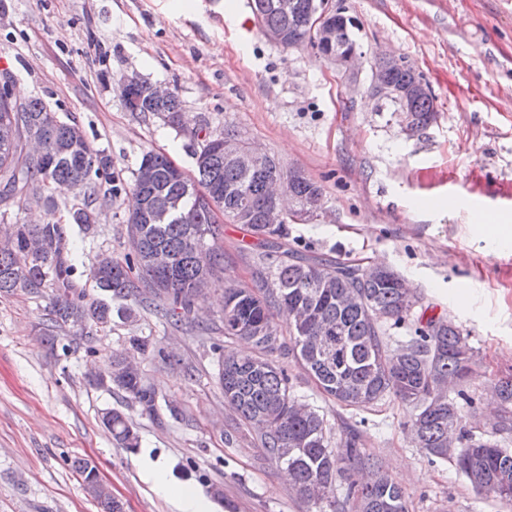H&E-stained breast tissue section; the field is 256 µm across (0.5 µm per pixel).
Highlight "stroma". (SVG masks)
I'll use <instances>...</instances> for the list:
<instances>
[{"instance_id": "35a3bbf8", "label": "stroma", "mask_w": 512, "mask_h": 512, "mask_svg": "<svg viewBox=\"0 0 512 512\" xmlns=\"http://www.w3.org/2000/svg\"><path fill=\"white\" fill-rule=\"evenodd\" d=\"M356 21L363 52L356 83L341 79L315 48L269 41L250 0H0V77L14 101L41 98L77 121L95 149L132 183L143 155L167 154L196 170L199 129L241 132L324 189L316 217L288 226V245L307 257L392 267L423 306L468 335L477 359L470 393L478 417L500 376L512 373V242L487 257L471 214L512 223V0H330ZM392 52L435 96L437 119L401 133L392 105L372 97L371 66ZM139 76L175 92L181 123L129 111L121 83ZM91 233L68 227L78 250L75 279L98 296L86 257H124L128 199L97 198ZM227 273L253 286L259 248L222 224ZM51 296H0V512H100L71 463L81 458L124 512H174L155 488L148 459L168 479L201 491L213 512H306L285 470L265 461L218 383L224 283L194 300L203 328L142 310L90 335L66 327L57 345L42 334ZM148 338L151 353L131 349ZM94 355H86V347ZM136 362L157 399L142 413L112 384H97L113 354ZM295 395L330 423L356 426L365 446L401 484L410 512H512L476 496L449 463L428 461L413 441L408 405L385 399L364 411L321 394L299 364L282 361ZM126 413L139 436L118 447L103 412Z\"/></svg>"}]
</instances>
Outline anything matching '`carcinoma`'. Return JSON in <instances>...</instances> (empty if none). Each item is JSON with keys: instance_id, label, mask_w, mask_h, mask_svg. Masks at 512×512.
<instances>
[{"instance_id": "carcinoma-1", "label": "carcinoma", "mask_w": 512, "mask_h": 512, "mask_svg": "<svg viewBox=\"0 0 512 512\" xmlns=\"http://www.w3.org/2000/svg\"><path fill=\"white\" fill-rule=\"evenodd\" d=\"M274 2L253 0L261 31L285 32L288 47L316 46L302 19L320 0H297L294 17L278 11ZM337 24V47L349 51L356 45L353 20L345 16ZM374 65L398 87L423 80L421 74L388 61ZM122 97L125 106L134 104L141 113L161 111L172 125L179 120L181 102L175 94L160 102L129 87L122 89ZM412 108L420 131L436 118L430 93L415 99ZM31 136L44 141L40 157L24 151V140ZM227 138L240 135L228 130L204 135L195 152L193 178L184 176L166 155L148 152L142 162L153 169V181L126 185L114 175L111 156L94 149L76 121L60 120L39 98L17 104L7 86L0 87V205L22 202L56 209L52 188L74 191L65 221L11 225L12 244L0 248V296L21 292L40 298L50 291L53 303L44 335L52 343L57 329L69 324L106 330L114 309L137 307L165 319H190L194 297L210 285L205 271L224 268L214 209L227 216L251 206L242 224L263 238L265 248L271 239L288 238V225L262 222L265 180L272 170L288 181L298 210L319 207L323 200L318 182L285 169L273 156L251 170L238 168L224 158ZM102 184L111 196L129 199L132 252L122 260L102 255L89 279L108 299L88 301L74 281L77 254L68 247L67 225L92 229L97 221L92 202ZM144 201L158 215L152 224L142 220ZM156 252L168 256L167 268L149 264V255ZM254 278L261 287L225 278L224 337L244 338L254 352L220 354L218 380L224 399L235 406L264 459L288 469L307 512H409V504L400 484L366 453L358 430L346 427L334 438L335 426L294 394L285 369L270 358L275 351L302 364L317 388L347 409H368L387 397L409 404L413 412L408 427L426 456L453 464L475 494L512 503V495L505 498L500 491L505 482L512 486V451L474 433L466 419L465 409H475L466 390L472 357L462 350L468 338L443 317L421 316L401 354H394L385 340V324L406 321L419 304L402 276L387 267L367 272L338 259L309 261L286 250L273 259L266 250ZM276 312L286 316V337L274 321ZM112 367L109 382L142 411L154 412L156 394L140 371L127 370L118 355ZM497 402L496 433L512 434V376L497 381ZM102 424L120 447H138L139 436L122 411L105 412ZM453 427L459 442L450 448L448 429ZM73 468L91 490L94 467L76 459ZM320 489L328 490L327 500H317Z\"/></svg>"}]
</instances>
